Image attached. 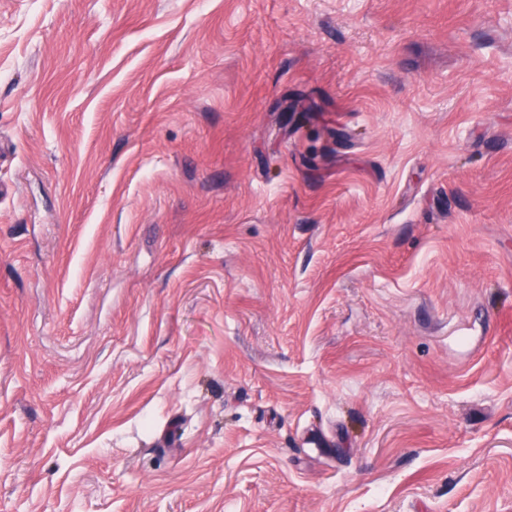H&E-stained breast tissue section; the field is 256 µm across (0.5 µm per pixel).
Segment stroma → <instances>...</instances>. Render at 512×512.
Segmentation results:
<instances>
[{
    "label": "stroma",
    "instance_id": "35a3bbf8",
    "mask_svg": "<svg viewBox=\"0 0 512 512\" xmlns=\"http://www.w3.org/2000/svg\"><path fill=\"white\" fill-rule=\"evenodd\" d=\"M0 512H512V0H0Z\"/></svg>",
    "mask_w": 512,
    "mask_h": 512
}]
</instances>
